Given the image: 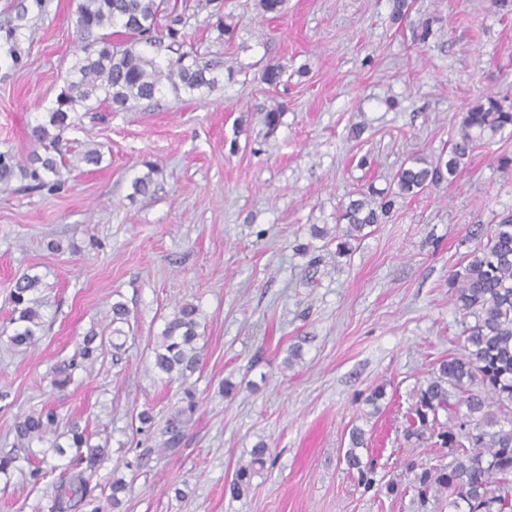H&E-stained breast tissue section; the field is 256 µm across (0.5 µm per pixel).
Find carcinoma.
<instances>
[{"instance_id": "cac0c4a2", "label": "carcinoma", "mask_w": 512, "mask_h": 512, "mask_svg": "<svg viewBox=\"0 0 512 512\" xmlns=\"http://www.w3.org/2000/svg\"><path fill=\"white\" fill-rule=\"evenodd\" d=\"M182 18L170 0H80L75 27L87 40L83 57L70 68L66 84L54 103L45 109L31 135L44 154H33L28 174L37 186L47 185L46 176L56 173L63 132L74 123L77 108L90 102H104L117 110L150 101L164 87L174 93L211 90L224 77V61L182 53L164 66L149 55L164 40L180 36ZM124 37L118 46L114 29ZM512 129V106L493 95H482L459 113L448 155L429 161L417 156L401 167L393 181L396 189L376 200L362 196L346 206L341 219L347 227L340 236L336 253L347 255L352 242L364 237L365 228L380 223L393 210L396 199L415 196L454 178L475 151L486 146L507 129ZM155 167L132 182L133 194L145 195L153 184ZM475 248L448 275V288L461 315L463 352L440 362L434 374L414 390V414L422 425L438 427L440 446L452 454L446 465L420 467L410 489L424 503L433 497L448 499L452 512H512V212L496 224L477 228ZM41 280L25 275L11 295L19 328L11 343L30 347L41 330L39 300L34 298ZM125 304H112V331L100 337L94 331L83 337L78 353L94 362L104 347L119 351L117 342L128 323ZM199 308L192 302L180 304L167 320L155 349L154 366L168 379L185 378L201 360ZM474 322H469V319ZM198 409L195 393L183 392L181 405L165 420L163 448H177ZM57 414L49 410L17 418V443L26 447L55 433ZM51 448L65 453L76 449L55 485L53 512H70L97 499L93 483L103 448L90 445V436L79 422L72 421ZM364 444L363 432L355 428L352 448L345 453L348 468L356 471L357 482L370 491L376 485L374 467L362 462L356 449ZM269 448L263 442L251 450V459L240 465L229 483L230 494L243 495L250 486L254 466L264 467Z\"/></svg>"}]
</instances>
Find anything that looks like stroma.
Masks as SVG:
<instances>
[{"instance_id": "obj_1", "label": "stroma", "mask_w": 512, "mask_h": 512, "mask_svg": "<svg viewBox=\"0 0 512 512\" xmlns=\"http://www.w3.org/2000/svg\"><path fill=\"white\" fill-rule=\"evenodd\" d=\"M78 3L0 0L1 154L40 152L31 129L81 54ZM411 3L399 21L391 0H288L281 16L259 0H177L184 42L158 62L220 57L223 80L126 110H79L48 186L20 169L0 181V454L18 456L0 474V512H51L69 458L45 442L17 447L13 430L41 408L106 444L96 479H123L129 492L116 507L100 500L103 512H448L404 492L409 464L448 460L447 449L406 439V415L414 388L463 344L448 274L473 250L476 225L512 211V174L494 163L512 156V136L475 153L453 182L399 200L349 255L336 253V226L360 190L387 189L408 157L447 149L465 103L488 92L512 105V12L490 0ZM220 17L232 36L219 35ZM270 63L284 69L275 87L260 80ZM277 106L271 133L263 114ZM91 147L101 163L78 164ZM149 162L151 191L132 196ZM27 273L41 279L43 327L24 348L10 342L11 294ZM116 301L129 310L119 360L76 369L54 389L58 367L109 324ZM183 301L201 311L203 357L188 381L168 382L153 347ZM381 383L373 415L363 398ZM186 386L195 421L180 447L160 449ZM145 409L154 431L140 428ZM356 428L360 457L398 493L358 486L344 459ZM261 441L275 463L230 496L225 484ZM32 458L48 472L36 485Z\"/></svg>"}]
</instances>
